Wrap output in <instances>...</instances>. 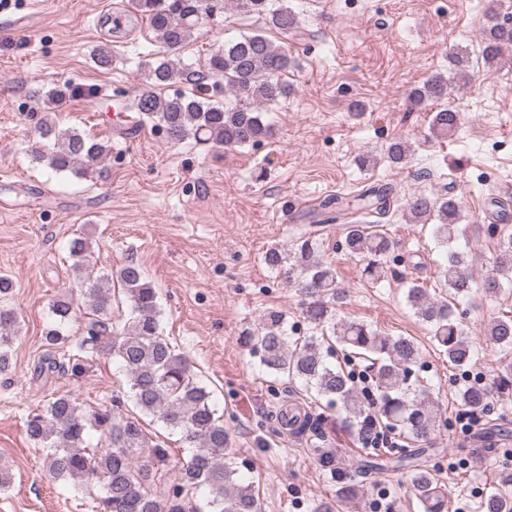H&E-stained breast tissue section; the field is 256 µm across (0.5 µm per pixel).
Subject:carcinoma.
I'll return each mask as SVG.
<instances>
[{"mask_svg": "<svg viewBox=\"0 0 512 512\" xmlns=\"http://www.w3.org/2000/svg\"><path fill=\"white\" fill-rule=\"evenodd\" d=\"M233 9L252 15L280 35L300 33L298 16L289 0H230ZM225 0H132L135 13L147 20L158 42L172 49L188 45L201 20L222 8ZM491 24L484 30L481 56L484 64H494L505 46L512 45V27L498 22V2L488 5ZM469 55L458 51L450 56V72L468 77ZM296 66L288 48L265 34L252 32L224 42L205 60L208 73L224 79V101L212 99L204 79L195 83L189 94L166 95L162 89L189 73L174 60L152 56L138 64L146 90L134 102V111L151 121L166 140L179 144L189 138L212 142L233 149L253 146L271 135L263 115L264 107L288 97V84L280 76ZM451 80L434 72L409 91L415 105L447 98ZM459 112L442 108L433 113L430 134L445 136L456 130ZM40 143L31 151L32 160L57 174L85 179L102 170L111 153L104 140H95L75 128H61L54 120L41 119L37 127ZM411 146L395 141L387 147V160L394 167L408 162ZM393 188L388 183H371L355 196L363 209L378 215L387 213ZM323 210L336 209L340 219L350 212V201L339 196L320 203ZM414 223L436 220L433 235L447 254L448 269L441 295L431 297L426 289L412 284L406 299L414 315L430 327L431 341L455 368L472 364L474 345L464 335L453 310V302L472 294L473 278L463 252L454 248L462 233L460 202L452 197L420 195L406 206ZM343 247L362 262V275L372 284L387 275V258L392 240L380 224L345 222ZM499 234V253L491 274L481 288L495 294L503 282L512 284V233ZM88 239H73L70 256L72 271L80 284L88 279ZM264 263L279 269L288 266L292 278L305 297V315L311 335L288 334L285 313L269 310L256 325L247 323L239 332V342L260 356L271 374L298 382L326 400L340 406L351 426L361 429L368 409L360 398L350 372L331 359L340 351L346 360L361 358L369 362L376 386L373 414L383 425L401 430L422 440L435 430L438 408L435 398L412 381L419 360V346L410 337L383 336L363 322L336 320L337 303L343 291L336 282L332 263L318 255V242L302 235L291 250L270 248ZM14 282L0 275V374L11 368V346L21 320L16 309L1 304L12 295ZM91 317L80 335H71L66 326L77 319L75 300L57 298L51 305L54 323L43 334V347L33 367L35 379H50L55 374L79 377L85 366L83 355L103 352L119 360L127 378V397L143 414L178 432L190 448L191 456L168 478H157L159 462L167 449L146 442L140 421L124 417L107 408L86 410L71 397L59 395L27 417L26 434L45 454V467L54 479L74 480L81 492L93 479L102 485L101 512H201L195 504L201 489L208 491L206 512H262L254 485L238 477L239 469L225 457L228 431L224 416L214 408L211 392L198 379L192 366L176 350L160 328L158 291L142 269L129 263L107 272L88 285L86 291ZM124 303L126 319L112 322V304ZM488 339L503 349H512V317L490 323ZM512 400V362L493 375L491 383L474 384L458 392L462 407L477 412L490 408L493 400ZM291 416L280 414L281 422L294 430H317L318 417L299 408ZM105 442L100 452L86 451L91 433ZM402 467L417 455L395 458L378 449L371 459L357 463L354 473H335L336 498L323 501L312 512H340L342 506L364 500L361 478L386 463ZM481 512H512V476L505 477L481 502Z\"/></svg>", "mask_w": 512, "mask_h": 512, "instance_id": "obj_1", "label": "carcinoma"}]
</instances>
